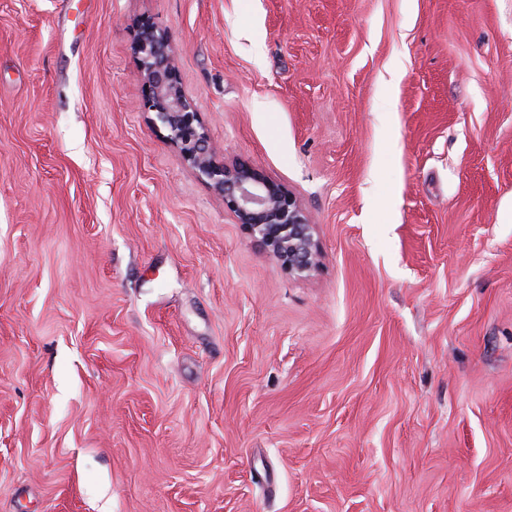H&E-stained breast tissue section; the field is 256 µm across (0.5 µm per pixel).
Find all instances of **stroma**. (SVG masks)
<instances>
[{"label":"stroma","mask_w":512,"mask_h":512,"mask_svg":"<svg viewBox=\"0 0 512 512\" xmlns=\"http://www.w3.org/2000/svg\"><path fill=\"white\" fill-rule=\"evenodd\" d=\"M146 21L318 270L145 111ZM0 512H512V0H0Z\"/></svg>","instance_id":"stroma-1"}]
</instances>
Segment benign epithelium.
Returning a JSON list of instances; mask_svg holds the SVG:
<instances>
[{
  "mask_svg": "<svg viewBox=\"0 0 512 512\" xmlns=\"http://www.w3.org/2000/svg\"><path fill=\"white\" fill-rule=\"evenodd\" d=\"M146 88L145 110L167 131L182 160L224 199V207L288 273L303 277L321 262L313 224L283 185L246 160L220 163L198 112L183 91L169 36L150 24L132 46Z\"/></svg>",
  "mask_w": 512,
  "mask_h": 512,
  "instance_id": "1",
  "label": "benign epithelium"
}]
</instances>
